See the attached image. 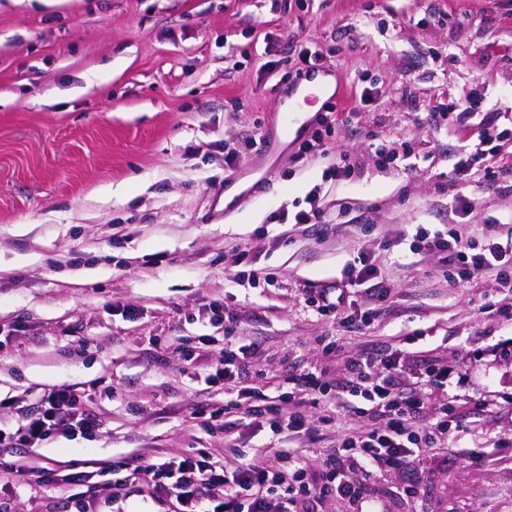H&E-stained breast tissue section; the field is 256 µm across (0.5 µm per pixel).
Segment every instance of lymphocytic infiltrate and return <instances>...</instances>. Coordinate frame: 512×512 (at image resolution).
Here are the masks:
<instances>
[{
  "label": "lymphocytic infiltrate",
  "instance_id": "1",
  "mask_svg": "<svg viewBox=\"0 0 512 512\" xmlns=\"http://www.w3.org/2000/svg\"><path fill=\"white\" fill-rule=\"evenodd\" d=\"M500 136L498 127L484 121L476 142L464 146L453 164L449 181H496L498 172L485 158ZM417 247L436 254L444 280L452 285L491 277L512 288V243H500L492 227L476 235L461 225L444 237H419ZM391 293L388 280L366 255L351 266L345 282L302 291L306 307L318 318L334 320L351 332L378 320ZM210 312L212 323L224 328L226 346L220 358L203 365L199 349L210 345L207 336L199 337L197 346H182L180 352L192 369L205 370V382L231 392L223 404L199 400L190 407L191 419L223 432V460L198 448L137 454L105 464L92 460L80 471L68 462L42 467L0 456V484L35 485L62 494L76 512H88L96 493L94 476L110 471L147 477L150 497L175 500L178 512H311L314 504L330 499L346 501L361 512L369 501L370 479L391 471L405 475V494H420L414 471L421 456L447 448L449 432L461 426L447 404L433 402L454 373L446 360L414 362L397 352H380L367 341L348 359L344 379H328L323 368L298 366L273 384L237 350L244 342L251 352L261 351V340H243L237 313L216 306ZM343 392L356 397V405H337L336 397ZM87 400L86 391L76 384L46 389L24 405L12 397L1 399L0 409L15 412L17 426L0 427V447L36 448L56 435L92 438L101 421ZM255 421L297 437L305 447L321 448L320 481L310 482L306 463L288 452H274L263 462L248 461L238 434Z\"/></svg>",
  "mask_w": 512,
  "mask_h": 512
}]
</instances>
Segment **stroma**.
Listing matches in <instances>:
<instances>
[{"mask_svg": "<svg viewBox=\"0 0 512 512\" xmlns=\"http://www.w3.org/2000/svg\"><path fill=\"white\" fill-rule=\"evenodd\" d=\"M308 46L321 53L313 74L342 87L292 113L283 75ZM451 95L480 96L512 125V0H0V398L79 383L102 421L92 439L57 437L20 456L223 458V434L187 407L224 393L193 379L178 352L207 335L218 357L224 331L205 311L217 302L263 342L252 362L271 376L321 364L325 339L341 347L338 379L366 339L460 366L448 408L465 425L447 457L420 462L424 494L404 495V476L388 472L371 479L372 498L382 512H512V292L491 279L450 287L411 250L420 229L512 230V135L487 158L497 182L449 184L461 134L439 110ZM332 106L354 112L336 147L358 167L339 180L328 175L335 154L297 155ZM403 143L405 167L378 166L379 145ZM228 144L242 153L232 171ZM312 204L333 225L326 236L268 221ZM243 241L261 243L279 284L241 277ZM362 253L394 292L361 335L307 311L301 291L334 285ZM75 328L95 354L76 351ZM419 328L431 337L404 345ZM151 336L169 346L166 366L150 357ZM124 479L98 477L95 512H175L113 496ZM0 512L64 508L29 487L0 491Z\"/></svg>", "mask_w": 512, "mask_h": 512, "instance_id": "stroma-1", "label": "stroma"}]
</instances>
